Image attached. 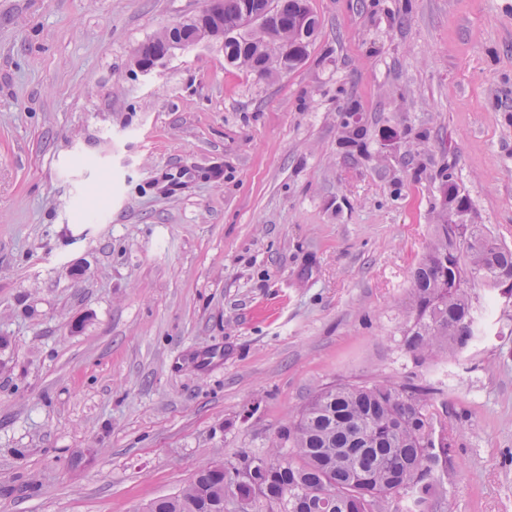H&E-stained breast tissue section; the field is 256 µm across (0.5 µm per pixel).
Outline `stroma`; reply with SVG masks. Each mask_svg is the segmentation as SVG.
<instances>
[{"label": "stroma", "mask_w": 512, "mask_h": 512, "mask_svg": "<svg viewBox=\"0 0 512 512\" xmlns=\"http://www.w3.org/2000/svg\"><path fill=\"white\" fill-rule=\"evenodd\" d=\"M205 5L0 0V512H144L347 381L437 389L453 512H512V305L402 345L442 182L512 245V0H309L293 72L137 71Z\"/></svg>", "instance_id": "stroma-1"}]
</instances>
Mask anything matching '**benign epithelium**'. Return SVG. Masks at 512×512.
<instances>
[{"label": "benign epithelium", "mask_w": 512, "mask_h": 512, "mask_svg": "<svg viewBox=\"0 0 512 512\" xmlns=\"http://www.w3.org/2000/svg\"><path fill=\"white\" fill-rule=\"evenodd\" d=\"M244 28L252 29L254 35L250 54L255 71L262 75L268 70L286 73V62L301 63L307 57L318 31V19L308 0H296L290 15L275 7L272 0H241L237 18L231 24L224 20V11L216 0H207V5L190 20L165 29L151 53H136L135 66L149 72L177 48L222 45Z\"/></svg>", "instance_id": "obj_1"}]
</instances>
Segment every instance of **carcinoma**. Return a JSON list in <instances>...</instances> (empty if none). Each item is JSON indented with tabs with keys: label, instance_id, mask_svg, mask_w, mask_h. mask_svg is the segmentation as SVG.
Returning a JSON list of instances; mask_svg holds the SVG:
<instances>
[{
	"label": "carcinoma",
	"instance_id": "cac0c4a2",
	"mask_svg": "<svg viewBox=\"0 0 512 512\" xmlns=\"http://www.w3.org/2000/svg\"><path fill=\"white\" fill-rule=\"evenodd\" d=\"M249 34L224 41V58L249 68ZM442 223L412 275L406 350L417 362L454 360L479 335L477 287L512 281V247L482 224L448 220L468 207L442 184ZM437 392L416 385L336 383L318 390L282 427L264 456L220 457L147 512H221L230 486L248 512H391L404 498L429 512L443 494L432 481L448 466V438L435 437Z\"/></svg>",
	"mask_w": 512,
	"mask_h": 512
}]
</instances>
